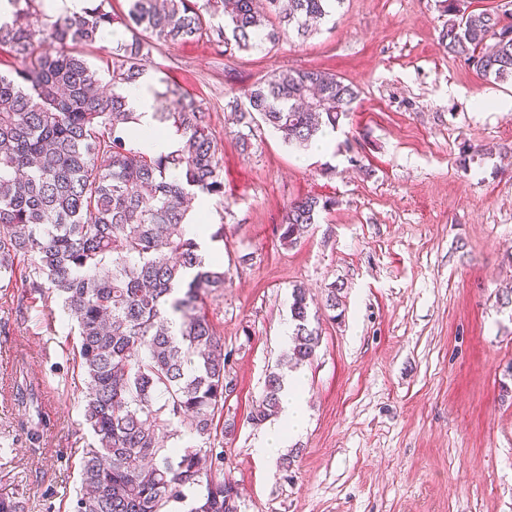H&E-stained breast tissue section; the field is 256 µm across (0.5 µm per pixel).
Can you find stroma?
<instances>
[{
    "label": "stroma",
    "instance_id": "stroma-1",
    "mask_svg": "<svg viewBox=\"0 0 512 512\" xmlns=\"http://www.w3.org/2000/svg\"><path fill=\"white\" fill-rule=\"evenodd\" d=\"M441 0H344L301 39L231 57L209 36L164 47L149 73L201 101L224 164L206 216L229 281L207 311L230 354L225 465L240 512H512V83L483 79L442 46ZM320 68L359 97L325 151L261 129L241 152L227 103L273 72ZM499 102L482 110V94ZM333 199L298 243L278 226L293 200ZM252 254L242 264L238 258ZM338 283L340 316L324 306ZM309 290L321 338L301 366L308 427L291 471L260 460L249 420L287 348L293 285ZM0 300V480L27 512H57L80 488L92 436L58 299ZM35 383L31 402L12 388ZM46 420L43 453L27 428Z\"/></svg>",
    "mask_w": 512,
    "mask_h": 512
}]
</instances>
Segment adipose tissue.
Instances as JSON below:
<instances>
[{
	"label": "adipose tissue",
	"instance_id": "adipose-tissue-1",
	"mask_svg": "<svg viewBox=\"0 0 512 512\" xmlns=\"http://www.w3.org/2000/svg\"><path fill=\"white\" fill-rule=\"evenodd\" d=\"M305 384L299 374L288 376L281 395L279 420L261 435L257 452L261 457H276L287 442L305 433L308 418L305 407Z\"/></svg>",
	"mask_w": 512,
	"mask_h": 512
}]
</instances>
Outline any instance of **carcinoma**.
<instances>
[{
  "mask_svg": "<svg viewBox=\"0 0 512 512\" xmlns=\"http://www.w3.org/2000/svg\"><path fill=\"white\" fill-rule=\"evenodd\" d=\"M0 51L13 69L0 73V281L21 270L30 294H54L75 318L87 394L82 416L94 443L83 449L81 489L70 512H168L193 495L190 512H240L236 482L224 471V403L234 393L224 337L203 299L224 293L219 262H208L186 236L198 196L224 197V175L206 114L189 94L166 87L156 113L182 139L171 153L138 145V117L118 90L146 75L153 51L209 32L224 52L276 46L293 29L301 38L342 0H111L81 14L52 17L44 0H10ZM448 15L444 48L485 79L512 82V24L490 7ZM221 17L224 23L214 25ZM129 37L112 47V92L86 52L115 23ZM358 91L317 69L271 73L228 102L243 151L254 126L306 147L338 125ZM335 201L288 204L280 238L293 245ZM292 345L279 364L311 363L320 336L308 289L292 288ZM284 374L273 371L250 421L281 410ZM187 431L195 445L171 446ZM0 512H25L18 491L0 490Z\"/></svg>",
  "mask_w": 512,
  "mask_h": 512,
  "instance_id": "1",
  "label": "carcinoma"
}]
</instances>
